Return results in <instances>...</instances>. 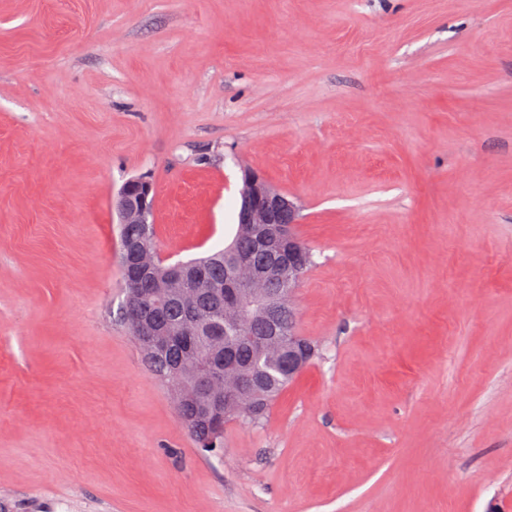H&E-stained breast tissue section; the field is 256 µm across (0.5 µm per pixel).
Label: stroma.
<instances>
[{"mask_svg":"<svg viewBox=\"0 0 512 512\" xmlns=\"http://www.w3.org/2000/svg\"><path fill=\"white\" fill-rule=\"evenodd\" d=\"M299 207L320 356L202 455L121 321ZM0 512H512V0H0ZM153 189V184L146 178H131L122 185L113 201V206L119 216L121 274L124 285L127 280L128 269L123 262L121 248L123 237L128 236L127 231L132 230L129 225L140 224L141 228L139 229L138 239H128L126 264L128 265L132 258L135 260V265L140 269H151L152 263L148 264V252L152 261L159 262L160 260L154 214L151 208V200H149ZM145 224H148L149 228L148 251L145 245L140 242L146 237Z\"/></svg>","mask_w":512,"mask_h":512,"instance_id":"1","label":"stroma"}]
</instances>
